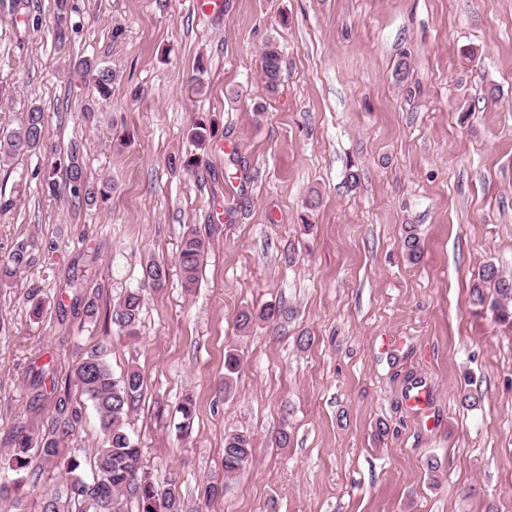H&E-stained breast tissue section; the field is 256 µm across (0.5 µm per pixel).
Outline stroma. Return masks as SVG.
<instances>
[{"label": "stroma", "instance_id": "35a3bbf8", "mask_svg": "<svg viewBox=\"0 0 512 512\" xmlns=\"http://www.w3.org/2000/svg\"><path fill=\"white\" fill-rule=\"evenodd\" d=\"M70 4L60 42L54 0H0V135L34 104L48 130L45 149L0 167L15 201L0 259L21 243L36 257L0 284V448L21 427L43 434L66 392L83 412L72 445L93 451L95 412L68 384L101 348L114 375L143 374L131 430L154 482L177 479L193 512H512V324L470 296L483 263L512 275V0H224L217 16L193 0ZM270 41L273 93L260 65ZM80 56L117 72L109 99L72 71ZM201 119L213 131L203 150L190 139ZM74 141L88 179L112 186L93 207L64 174L56 193L43 185ZM408 224L423 245L415 264ZM191 229L206 250L188 290L174 263ZM152 260L171 266L163 288L144 278ZM130 289L144 295L134 339L108 317ZM90 295L100 316L76 318ZM271 302L293 318L239 329L241 310ZM411 377L429 391L427 415L407 404ZM235 431L255 452L228 479ZM210 482L224 491L207 500ZM262 73L267 88L274 92L278 87L280 76V52L275 42L267 43L262 53Z\"/></svg>", "mask_w": 512, "mask_h": 512}]
</instances>
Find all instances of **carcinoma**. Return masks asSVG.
I'll return each instance as SVG.
<instances>
[{
  "label": "carcinoma",
  "instance_id": "carcinoma-1",
  "mask_svg": "<svg viewBox=\"0 0 512 512\" xmlns=\"http://www.w3.org/2000/svg\"><path fill=\"white\" fill-rule=\"evenodd\" d=\"M55 36L62 41L66 36L65 21L69 0H55ZM72 69L83 77H90L99 97L111 95L117 74L94 58L81 57L71 61ZM280 52L275 42L267 43L262 53V73L270 91L278 87L280 76ZM47 139L45 116L33 106L25 113L19 126L8 132L0 149V165L44 147ZM71 192L79 201L93 206L98 195L86 181L80 145L71 144L65 168ZM402 248L409 262L420 261L423 255L420 238L410 225L405 228ZM205 253V241L194 231L183 236L177 255V265L184 288L191 289L198 280L199 269ZM35 262L32 252L20 244L5 260L0 261V282L14 278L19 271ZM145 276L155 288H161L169 276L168 266L151 262ZM473 305L491 310L495 320L512 322V278L504 276L498 267L485 263L470 287ZM143 297L137 290L123 294L114 306L110 320L120 332L134 338L139 334ZM285 314L281 305L268 303L259 309L243 310L237 316L240 328L256 322L273 323ZM241 359L229 350L224 355V392L233 387ZM73 384L91 402L95 410L101 436V445L86 456L79 448H71V436L82 420L81 408L72 405L69 395L58 397L56 416L50 422L48 432L32 437L25 429L15 432L10 447L0 450V499L16 506L23 491L38 488L44 475L60 468L70 475L65 488L41 498V512H126L130 495L136 502L137 512H185V505L176 487L170 483L157 487L144 469L142 449L130 432L129 417L140 400L144 377L136 369H129L116 378L103 357L94 349L87 352L76 364ZM179 422L176 428L185 432L192 427L195 403L185 398L177 408ZM254 440L245 432L230 433L224 437V477H232L244 469L253 458ZM91 477H85V472Z\"/></svg>",
  "mask_w": 512,
  "mask_h": 512
}]
</instances>
